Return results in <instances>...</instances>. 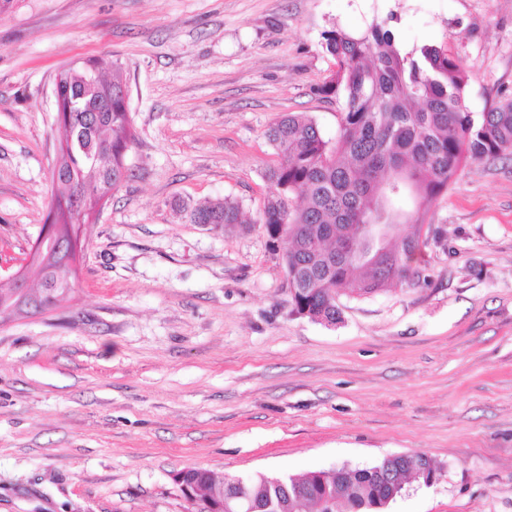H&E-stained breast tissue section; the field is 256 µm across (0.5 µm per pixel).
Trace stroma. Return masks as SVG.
Wrapping results in <instances>:
<instances>
[{
    "instance_id": "stroma-1",
    "label": "stroma",
    "mask_w": 512,
    "mask_h": 512,
    "mask_svg": "<svg viewBox=\"0 0 512 512\" xmlns=\"http://www.w3.org/2000/svg\"><path fill=\"white\" fill-rule=\"evenodd\" d=\"M442 47L480 113L512 97V0H14L0 14V281L46 220L54 81L118 59L128 178L84 224L73 293L0 322V512H185L171 474L297 476L426 454L389 512H512V160L420 210L426 284L291 314L258 219L286 112L336 134L332 26ZM237 200L249 221L192 223ZM420 223V224H421Z\"/></svg>"
}]
</instances>
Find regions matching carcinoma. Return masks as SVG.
I'll use <instances>...</instances> for the list:
<instances>
[{"mask_svg": "<svg viewBox=\"0 0 512 512\" xmlns=\"http://www.w3.org/2000/svg\"><path fill=\"white\" fill-rule=\"evenodd\" d=\"M323 48L336 70L319 88L344 100L336 139L325 137L310 115L289 112L266 132L282 157L265 175L268 192L260 223L273 251L280 254L289 277L288 304L297 317L335 325L341 321L338 290L357 299L421 282L420 267L407 264L425 242L400 234L403 224L419 218L405 211L408 197L424 205L448 188L459 167L512 156V98L476 118L465 104L467 76L440 47L424 44L403 50L392 29L374 23L354 35L340 27L323 34ZM85 77L83 66L59 88L66 100ZM65 126L88 134L98 149L91 162L74 149L67 182L85 193L111 191L127 176L126 157L134 142L127 101L112 94V104L90 129L89 112L67 113ZM196 224L243 223L238 202L226 197L189 210ZM364 224H388L396 250L372 262L358 260ZM72 289L73 271L63 262L34 279L31 301L39 312L52 309L61 292ZM436 468L425 455L394 454L365 468L311 471L299 477L258 474L242 478L247 512H336L345 503L351 512H386L401 495L402 479L412 474L432 485ZM172 482L215 509L229 507L237 478L224 479L202 467H185Z\"/></svg>", "mask_w": 512, "mask_h": 512, "instance_id": "carcinoma-1", "label": "carcinoma"}]
</instances>
